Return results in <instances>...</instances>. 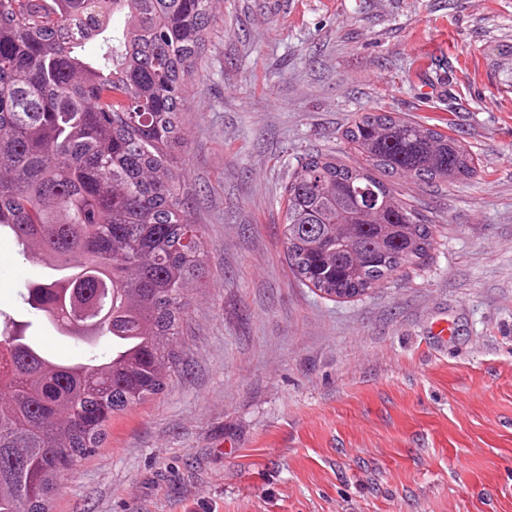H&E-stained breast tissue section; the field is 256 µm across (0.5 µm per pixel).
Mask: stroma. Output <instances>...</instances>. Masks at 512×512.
Listing matches in <instances>:
<instances>
[{"label":"stroma","instance_id":"1","mask_svg":"<svg viewBox=\"0 0 512 512\" xmlns=\"http://www.w3.org/2000/svg\"><path fill=\"white\" fill-rule=\"evenodd\" d=\"M183 114L206 279L163 393L113 417L54 512H512V0H216ZM383 106L447 128L478 178L395 189L440 227L423 267L333 301L286 256L284 188ZM0 239V310L42 268Z\"/></svg>","mask_w":512,"mask_h":512}]
</instances>
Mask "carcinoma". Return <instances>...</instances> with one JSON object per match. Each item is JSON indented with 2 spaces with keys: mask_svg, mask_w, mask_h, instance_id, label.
Returning a JSON list of instances; mask_svg holds the SVG:
<instances>
[{
  "mask_svg": "<svg viewBox=\"0 0 512 512\" xmlns=\"http://www.w3.org/2000/svg\"><path fill=\"white\" fill-rule=\"evenodd\" d=\"M213 0H0V235L48 270L21 293L77 343L48 357L0 312V512H53L58 479L112 417L161 394L204 275L181 194L180 113ZM124 15L122 36H107ZM99 41L100 53L76 52ZM355 162L313 150L288 176V261L352 298L418 267L437 226L394 189L478 175L459 138L382 108L342 134Z\"/></svg>",
  "mask_w": 512,
  "mask_h": 512,
  "instance_id": "cac0c4a2",
  "label": "carcinoma"
}]
</instances>
